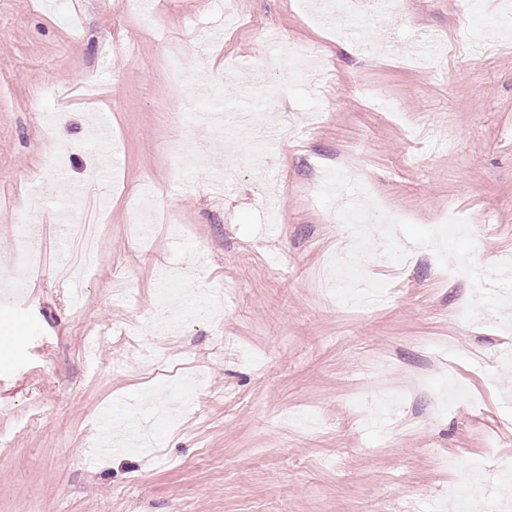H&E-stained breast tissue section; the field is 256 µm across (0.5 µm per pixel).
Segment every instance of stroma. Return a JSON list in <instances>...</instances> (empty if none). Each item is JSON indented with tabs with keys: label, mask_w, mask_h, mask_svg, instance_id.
<instances>
[{
	"label": "stroma",
	"mask_w": 512,
	"mask_h": 512,
	"mask_svg": "<svg viewBox=\"0 0 512 512\" xmlns=\"http://www.w3.org/2000/svg\"><path fill=\"white\" fill-rule=\"evenodd\" d=\"M153 2L0 0V258L41 187L52 266L0 303V512H422L476 470L512 500V332L466 321L471 283L427 248L366 260L385 299L340 303L326 274L354 236L305 193L336 167L396 218H466L480 267L512 256V38L458 41L499 25L498 0H373L357 21L381 33L369 48L314 0H234L230 27L216 0ZM272 30L317 47L332 87L263 72ZM426 34L447 48L436 71L407 61ZM207 63L239 108L277 97L289 125L263 141L228 117L212 135ZM101 118L112 159L92 139ZM103 177L100 257L76 284L60 216ZM185 376L199 393L156 416ZM449 384L459 397L436 416ZM107 415L151 429V447L100 455Z\"/></svg>",
	"instance_id": "stroma-1"
}]
</instances>
